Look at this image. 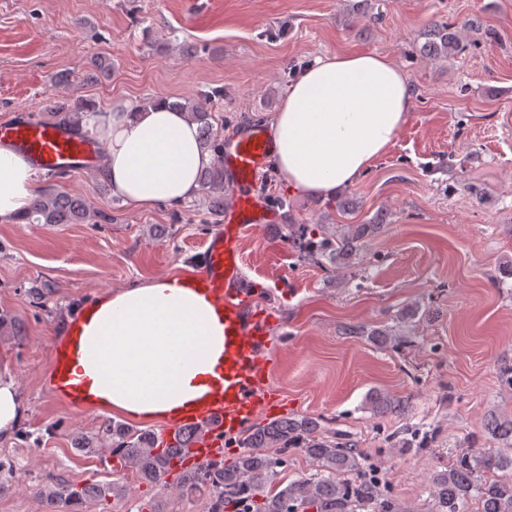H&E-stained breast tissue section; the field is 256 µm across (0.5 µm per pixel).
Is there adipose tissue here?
Listing matches in <instances>:
<instances>
[{
  "label": "adipose tissue",
  "instance_id": "1",
  "mask_svg": "<svg viewBox=\"0 0 512 512\" xmlns=\"http://www.w3.org/2000/svg\"><path fill=\"white\" fill-rule=\"evenodd\" d=\"M411 99L407 77L385 56L317 57L290 83L268 125L273 165L291 191L329 198L390 149ZM95 132L108 150L103 180L135 207L193 199L200 170L213 162L197 123L163 98L111 111ZM37 190L29 163L0 145V224L16 223ZM98 307L81 368L112 410L144 420L175 417L221 382L224 319L195 289L175 278L151 280L104 295ZM23 414L11 373L2 369L0 440Z\"/></svg>",
  "mask_w": 512,
  "mask_h": 512
}]
</instances>
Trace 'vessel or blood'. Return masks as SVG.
<instances>
[{"mask_svg":"<svg viewBox=\"0 0 512 512\" xmlns=\"http://www.w3.org/2000/svg\"><path fill=\"white\" fill-rule=\"evenodd\" d=\"M8 143L41 172L98 166L102 147L64 132L58 125L28 114L0 122V143ZM272 153L263 125L253 124L224 144V183L231 193L224 207V222L204 243L190 285L204 295L224 318V382L211 390L199 407L167 420L166 439L184 428L199 427L205 434L190 448L187 460H210L222 441L238 437L261 412L271 409L272 364L268 346L272 320L257 305V289L244 277L243 240L269 217L258 189V177ZM96 313L94 298H87L68 321L61 338L51 347L49 386L69 406L85 408L93 398L88 379L77 377L84 354L83 336Z\"/></svg>","mask_w":512,"mask_h":512,"instance_id":"b4317fda","label":"vessel or blood"}]
</instances>
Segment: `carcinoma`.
Listing matches in <instances>:
<instances>
[{
	"instance_id": "carcinoma-1",
	"label": "carcinoma",
	"mask_w": 512,
	"mask_h": 512,
	"mask_svg": "<svg viewBox=\"0 0 512 512\" xmlns=\"http://www.w3.org/2000/svg\"><path fill=\"white\" fill-rule=\"evenodd\" d=\"M434 55H451L465 48L463 37L451 24L433 30L427 44ZM183 99L173 105L200 124L201 144L217 161L200 173L206 190L208 213L224 215V168L219 158L224 153V135L214 128L215 118L207 101ZM51 120L74 132L88 136L90 122H98L103 113L83 101H55L48 107ZM29 224H88L106 220V214L94 209L81 196L49 190L40 193L29 212L23 216ZM383 226L374 224H285L280 241L294 250L300 262L313 264L337 274L348 282L356 276V268L364 260V247ZM400 326L353 324L344 334L366 338L391 348L403 343ZM366 405L377 416L412 413L411 400L374 390ZM492 438L512 447V421L492 420ZM440 429L412 431L402 450L423 452L431 449ZM196 432L187 430L164 447L160 436L151 430H136L124 423L105 421L91 437H73L79 452L95 453L107 448L124 468H130L140 480L166 486L165 479L173 470L172 460L179 459L182 471L176 489L184 496L206 494L207 512H411V509L389 497L381 487L377 465L369 462L348 434L328 431L317 416L298 415L273 419L244 432L237 440L239 451L228 462L214 456L201 465H185L184 449L190 447ZM299 452L310 459L317 472L285 480L282 471L288 466V455ZM512 472V450L472 448L455 461L434 470L427 478L428 490L438 504V512H467L477 502L478 512H512V481L489 477V473ZM34 494L52 512L67 509L78 512L82 504L121 498L124 489L114 484L89 483L80 487L68 481L48 477L38 483Z\"/></svg>"
}]
</instances>
